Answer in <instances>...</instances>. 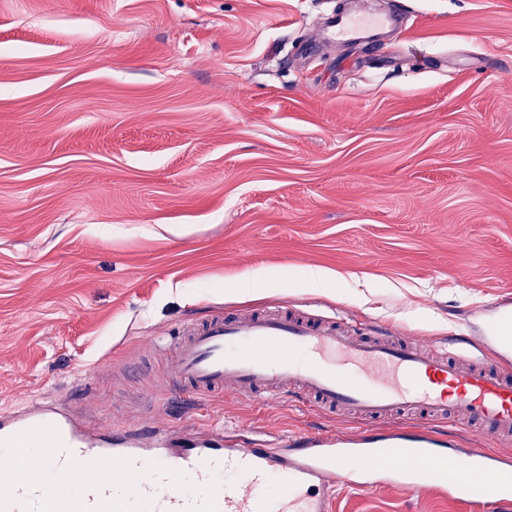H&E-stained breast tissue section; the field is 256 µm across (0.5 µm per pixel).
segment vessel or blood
<instances>
[{"mask_svg": "<svg viewBox=\"0 0 512 512\" xmlns=\"http://www.w3.org/2000/svg\"><path fill=\"white\" fill-rule=\"evenodd\" d=\"M375 20L340 17L332 32L356 41ZM425 340L387 326L377 336L354 335L335 315L314 309L227 314L184 323L166 338L167 394L199 400L230 394L264 399L295 389L326 415L346 412L365 424H385L376 439L351 441L308 434L294 442L265 436L249 443L235 435L96 431L79 426L55 402L0 414V439L29 428L55 426L66 446L54 462L126 457L184 471L194 483L218 477V512H333L340 488L367 489L364 474L420 492L464 496L475 512L512 503V464L479 448L461 449L434 434L451 421L484 436L512 438V302H499L479 340L452 352L426 349ZM283 487L262 495L273 476ZM152 512H184L189 498L165 481L143 479Z\"/></svg>", "mask_w": 512, "mask_h": 512, "instance_id": "b4317fda", "label": "vessel or blood"}]
</instances>
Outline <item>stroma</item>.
I'll use <instances>...</instances> for the list:
<instances>
[{
  "mask_svg": "<svg viewBox=\"0 0 512 512\" xmlns=\"http://www.w3.org/2000/svg\"><path fill=\"white\" fill-rule=\"evenodd\" d=\"M339 3L0 0V410L354 435L292 396L153 406L160 336L311 304L439 347L512 300V0H379L383 44L308 51ZM335 512L473 509L381 487Z\"/></svg>",
  "mask_w": 512,
  "mask_h": 512,
  "instance_id": "35a3bbf8",
  "label": "stroma"
}]
</instances>
